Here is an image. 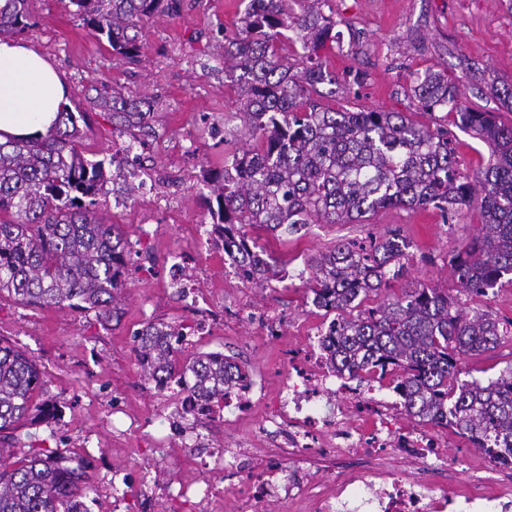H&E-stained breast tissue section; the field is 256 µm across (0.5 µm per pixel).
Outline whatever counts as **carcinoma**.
I'll use <instances>...</instances> for the list:
<instances>
[{
  "label": "carcinoma",
  "instance_id": "obj_1",
  "mask_svg": "<svg viewBox=\"0 0 512 512\" xmlns=\"http://www.w3.org/2000/svg\"><path fill=\"white\" fill-rule=\"evenodd\" d=\"M27 0L0 3V37L28 26ZM310 0L304 14L288 0H247L241 26L224 44V77L238 91L235 116L250 148L224 156V168L204 176L216 205H208L212 233L233 263L251 269L247 284L263 288L280 270L251 228L294 235L308 224L362 223L392 208L435 209L446 223L458 206L480 209L479 233L451 250L448 264L462 292L486 297L512 274V125L461 105L448 77L417 75V108L454 116L489 147L473 174L460 169L443 126L403 112L336 111L310 100L308 87L336 82L324 50L338 39L335 21ZM76 15L113 54L133 60L140 45L130 31L175 10L177 0H70ZM300 44L295 62L283 53ZM94 104L112 126L137 139L153 118L144 97L104 86ZM88 113L65 110L49 134L0 142V295L19 304L93 311L108 324L121 316L127 284L128 237L97 208L117 154L98 160L80 148L79 122ZM407 241L396 230L362 242H338L311 261L313 305L334 315L333 365L352 381L375 372L389 379L413 420L450 428L492 461H512V369L482 383L460 380V361L512 337V320L486 310L468 313L448 293L424 285L372 305L405 271ZM183 330L148 322L136 333L144 376L164 389L191 379L206 408L224 403V381L237 364L198 354L181 362L175 339ZM45 385L36 360L0 338V512H81L92 475L89 463L64 466L36 455L5 461L14 432L30 416L56 408L36 399Z\"/></svg>",
  "mask_w": 512,
  "mask_h": 512
}]
</instances>
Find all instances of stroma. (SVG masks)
Segmentation results:
<instances>
[{
  "mask_svg": "<svg viewBox=\"0 0 512 512\" xmlns=\"http://www.w3.org/2000/svg\"><path fill=\"white\" fill-rule=\"evenodd\" d=\"M27 8L30 25L17 37L62 74L71 110L89 114L80 139L89 158H103L129 141L90 103L94 75L124 94L150 97L154 118L143 138L149 159L135 180L145 184L161 175L173 192L163 205L143 190L119 206L111 194L97 198L98 209L120 224L132 243L128 267L139 276L125 292L118 320L105 325L91 311L23 306L0 297V337L33 356L45 372L40 399L66 402L60 417L17 429L14 458L37 454L89 461L92 484L83 498L88 512H185L180 490L187 485L209 491L208 512H239L238 487L266 464L322 469L321 460L255 441V428L271 409L269 399L241 422L196 416L191 427L198 444L187 445L170 417L177 392L158 390L145 379L134 352L135 333L151 320L187 327L184 357L237 356L243 369L264 373L270 398L279 390L283 350L306 345L328 321L311 303L305 274L312 258L337 241L396 229L410 243L408 272L392 281L386 297L420 285L458 296L448 253L477 234L479 209L462 208L450 224L432 209L397 208L380 211L365 224H310L288 237L260 231V244L284 277L264 289L251 288L230 272L223 246L210 234L209 191L202 182L203 169L223 166L225 148L250 145L235 117V89L224 78V40L240 26L242 0H180L177 11L137 28L141 53L132 61L93 37L70 0H28ZM323 11L335 20L339 35L324 58L336 81L311 88V100L338 110L411 112L416 121L447 125L463 171L486 164L489 148L471 132L448 124L444 113L416 112L410 85L416 74L446 72L465 107L511 124L512 107L501 94L512 90V0H325ZM178 257L188 280L214 307L269 312L282 322V338L261 336L240 317L203 333L169 280L168 268ZM511 367L512 340L505 339L465 357L461 377L484 380ZM433 435L449 458L437 469H419L408 456L382 455L336 469L347 477L391 465L452 495L461 484L456 465L463 461L476 483L512 487V469L495 466L451 430L437 428ZM209 448H247L251 455L240 474L226 477L204 464Z\"/></svg>",
  "mask_w": 512,
  "mask_h": 512,
  "instance_id": "stroma-1",
  "label": "stroma"
}]
</instances>
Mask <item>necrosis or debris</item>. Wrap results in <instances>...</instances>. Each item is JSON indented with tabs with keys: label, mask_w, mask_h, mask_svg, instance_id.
Here are the masks:
<instances>
[{
	"label": "necrosis or debris",
	"mask_w": 512,
	"mask_h": 512,
	"mask_svg": "<svg viewBox=\"0 0 512 512\" xmlns=\"http://www.w3.org/2000/svg\"><path fill=\"white\" fill-rule=\"evenodd\" d=\"M334 350L332 342L320 337L305 349L288 352V374L261 435H284L289 447L325 451L336 458L412 449L423 464L441 465L443 455L429 424L400 427V402L381 398L375 383L351 385L332 364ZM240 498L246 504L306 499L312 512H448L450 504L446 494L392 471L340 479L328 490L313 475L277 464L266 466L257 481L241 485Z\"/></svg>",
	"instance_id": "4bbe7bcc"
}]
</instances>
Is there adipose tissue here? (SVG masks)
<instances>
[{
	"label": "adipose tissue",
	"mask_w": 512,
	"mask_h": 512,
	"mask_svg": "<svg viewBox=\"0 0 512 512\" xmlns=\"http://www.w3.org/2000/svg\"><path fill=\"white\" fill-rule=\"evenodd\" d=\"M69 105L53 65L24 43L0 39V142L45 136Z\"/></svg>",
	"instance_id": "adipose-tissue-1"
}]
</instances>
